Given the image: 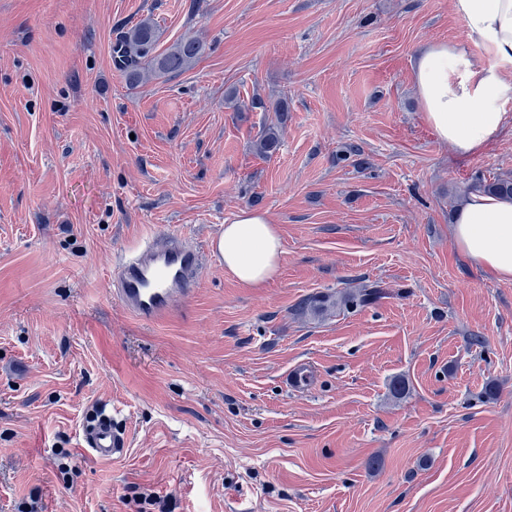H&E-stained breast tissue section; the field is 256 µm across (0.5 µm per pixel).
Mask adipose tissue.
I'll return each mask as SVG.
<instances>
[{
    "label": "adipose tissue",
    "instance_id": "ef3b65f1",
    "mask_svg": "<svg viewBox=\"0 0 512 512\" xmlns=\"http://www.w3.org/2000/svg\"><path fill=\"white\" fill-rule=\"evenodd\" d=\"M476 52L435 43L416 58L414 78L424 117L437 137L468 154L496 139L512 103V0H452ZM453 236L477 266L512 280V198L470 193L453 217ZM224 269L260 287L277 274L282 240L264 213L240 210L218 241Z\"/></svg>",
    "mask_w": 512,
    "mask_h": 512
}]
</instances>
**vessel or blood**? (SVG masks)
Returning a JSON list of instances; mask_svg holds the SVG:
<instances>
[{"label":"vessel or blood","instance_id":"b4317fda","mask_svg":"<svg viewBox=\"0 0 512 512\" xmlns=\"http://www.w3.org/2000/svg\"><path fill=\"white\" fill-rule=\"evenodd\" d=\"M204 264L203 252L175 234H150L120 260L114 295L122 308L143 323L171 315L193 295ZM314 372L302 363L285 375L289 390L301 392L312 384ZM82 446L101 460H116L128 451V436L110 413L90 416L82 427Z\"/></svg>","mask_w":512,"mask_h":512}]
</instances>
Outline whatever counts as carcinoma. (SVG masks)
<instances>
[{
    "label": "carcinoma",
    "instance_id": "carcinoma-1",
    "mask_svg": "<svg viewBox=\"0 0 512 512\" xmlns=\"http://www.w3.org/2000/svg\"><path fill=\"white\" fill-rule=\"evenodd\" d=\"M160 38L159 27L150 18H144L128 28L112 45V60L127 83L138 87L161 77L182 73L198 62L209 50L208 44L199 36L182 37L174 41L161 53H156ZM280 144L278 127L269 126L257 140L255 148L263 156L274 154ZM483 190L487 193L512 197V176H494L491 179L477 178L467 190ZM383 295V289L374 286L358 291L341 293L336 300L329 296H314L299 303V308L314 313L326 312L329 308L343 305L345 307H363Z\"/></svg>",
    "mask_w": 512,
    "mask_h": 512
}]
</instances>
